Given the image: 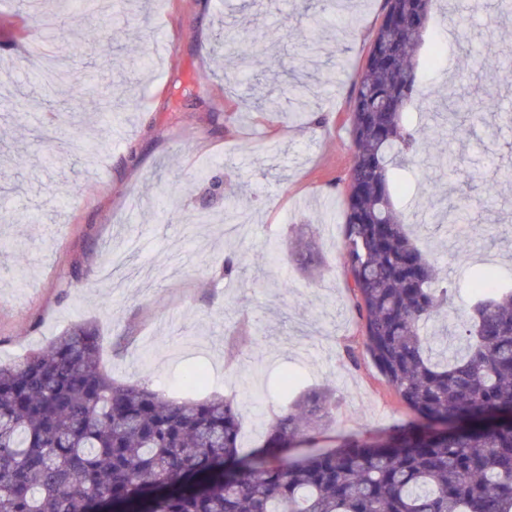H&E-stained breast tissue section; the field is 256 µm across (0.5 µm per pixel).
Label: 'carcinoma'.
<instances>
[{
  "mask_svg": "<svg viewBox=\"0 0 512 512\" xmlns=\"http://www.w3.org/2000/svg\"><path fill=\"white\" fill-rule=\"evenodd\" d=\"M437 0H384L355 83L341 261L352 280L364 346L412 418L381 440L311 444L332 418L327 389L285 404L263 445L238 446L239 409L221 395L168 398L101 367L100 336L76 323L48 347L0 364V512H512V284L479 272L459 353L432 355L427 327L451 304V282L428 257L396 191L432 147L406 112L439 57L418 54ZM76 94L111 95L96 73L70 76ZM461 87L444 88L442 117L459 125ZM305 106L298 82L280 98ZM292 256L319 263L301 238ZM448 423V431L435 429Z\"/></svg>",
  "mask_w": 512,
  "mask_h": 512,
  "instance_id": "cac0c4a2",
  "label": "carcinoma"
}]
</instances>
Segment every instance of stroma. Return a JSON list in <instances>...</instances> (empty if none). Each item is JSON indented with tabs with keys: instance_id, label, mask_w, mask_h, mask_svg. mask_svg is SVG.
<instances>
[{
	"instance_id": "stroma-1",
	"label": "stroma",
	"mask_w": 512,
	"mask_h": 512,
	"mask_svg": "<svg viewBox=\"0 0 512 512\" xmlns=\"http://www.w3.org/2000/svg\"><path fill=\"white\" fill-rule=\"evenodd\" d=\"M31 0H0V363L49 345L77 322L94 324L101 363L114 379L147 381L183 396L193 369L197 397L220 394L240 407V446L257 447L277 411L283 374L291 397L329 388L336 417L319 448L355 434L379 439L411 413L363 345L351 281L340 263L341 222L354 146L351 102L383 14V0H350L343 26L321 0H101L96 20L72 9L53 30L44 56L27 55ZM455 10L450 26L431 25L426 41L446 55L414 101L415 120L432 119L442 85L460 82L462 121L439 139L410 176L406 197L422 248L458 287L441 319L466 318L472 282L483 267L512 281V81L493 78L459 53L469 40L498 66L512 64V15L497 0H440ZM326 22L327 54L310 106L294 120L244 108L251 88L275 95L301 37ZM261 42L258 58L224 87L227 47ZM127 68L116 92L128 106L101 111L70 84L47 85L45 57H66L76 73L98 70L102 48ZM496 108L469 120L486 96ZM224 179V196L206 195L205 177ZM493 200H485L488 185ZM249 214L246 232L219 221L225 200ZM460 223L442 214L447 200ZM314 230L322 265L292 259L295 238ZM470 240L468 262L452 256ZM244 255L246 271L216 279L225 257Z\"/></svg>"
}]
</instances>
